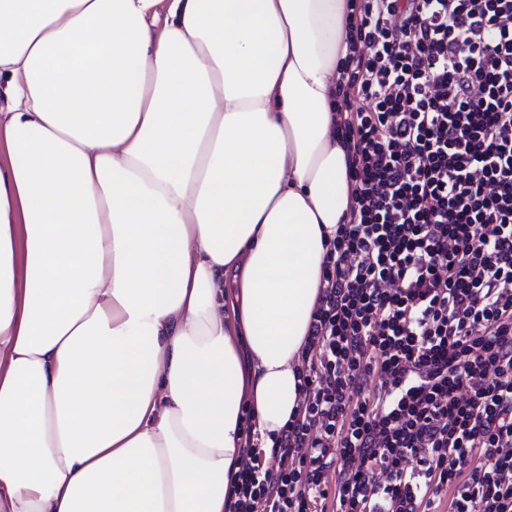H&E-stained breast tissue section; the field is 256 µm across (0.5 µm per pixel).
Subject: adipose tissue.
<instances>
[{
  "mask_svg": "<svg viewBox=\"0 0 512 512\" xmlns=\"http://www.w3.org/2000/svg\"><path fill=\"white\" fill-rule=\"evenodd\" d=\"M347 0H0V512H224L297 410Z\"/></svg>",
  "mask_w": 512,
  "mask_h": 512,
  "instance_id": "adipose-tissue-1",
  "label": "adipose tissue"
}]
</instances>
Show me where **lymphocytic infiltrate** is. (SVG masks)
Here are the masks:
<instances>
[{
  "label": "lymphocytic infiltrate",
  "mask_w": 512,
  "mask_h": 512,
  "mask_svg": "<svg viewBox=\"0 0 512 512\" xmlns=\"http://www.w3.org/2000/svg\"><path fill=\"white\" fill-rule=\"evenodd\" d=\"M346 28L302 399L269 450L246 432L225 512H512V0H360Z\"/></svg>",
  "instance_id": "f902f5d3"
}]
</instances>
